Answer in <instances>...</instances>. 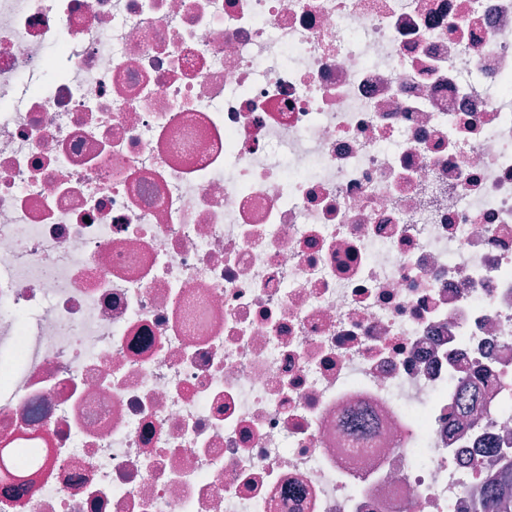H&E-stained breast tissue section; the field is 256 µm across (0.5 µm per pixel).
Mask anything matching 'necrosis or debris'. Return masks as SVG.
I'll return each instance as SVG.
<instances>
[{
  "instance_id": "necrosis-or-debris-1",
  "label": "necrosis or debris",
  "mask_w": 512,
  "mask_h": 512,
  "mask_svg": "<svg viewBox=\"0 0 512 512\" xmlns=\"http://www.w3.org/2000/svg\"><path fill=\"white\" fill-rule=\"evenodd\" d=\"M511 463L512 0H0V512Z\"/></svg>"
}]
</instances>
